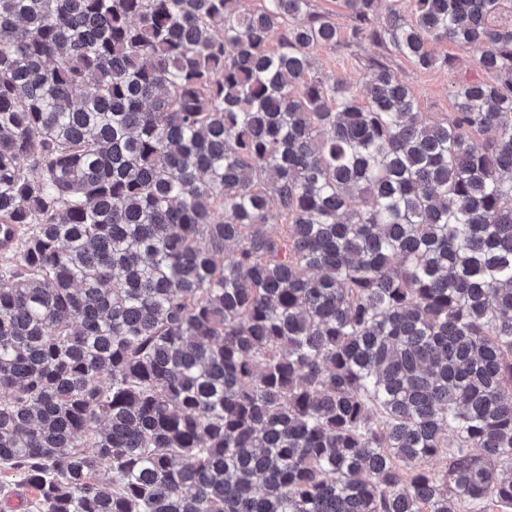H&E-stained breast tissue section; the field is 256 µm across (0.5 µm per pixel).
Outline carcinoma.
Returning a JSON list of instances; mask_svg holds the SVG:
<instances>
[{"mask_svg":"<svg viewBox=\"0 0 512 512\" xmlns=\"http://www.w3.org/2000/svg\"><path fill=\"white\" fill-rule=\"evenodd\" d=\"M251 2L0 0V468L26 512H512L507 0ZM346 41L488 79L429 122L311 75Z\"/></svg>","mask_w":512,"mask_h":512,"instance_id":"1","label":"carcinoma"}]
</instances>
